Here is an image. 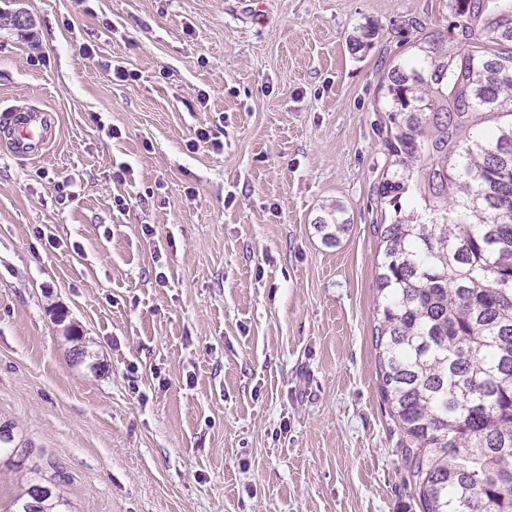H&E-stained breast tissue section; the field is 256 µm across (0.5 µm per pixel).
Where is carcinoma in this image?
<instances>
[{
    "label": "carcinoma",
    "mask_w": 512,
    "mask_h": 512,
    "mask_svg": "<svg viewBox=\"0 0 512 512\" xmlns=\"http://www.w3.org/2000/svg\"><path fill=\"white\" fill-rule=\"evenodd\" d=\"M447 32L381 78L379 388L423 512H512V0H449ZM487 46L481 54L470 43ZM326 243L344 210L317 219ZM13 512H68L31 479Z\"/></svg>",
    "instance_id": "carcinoma-1"
}]
</instances>
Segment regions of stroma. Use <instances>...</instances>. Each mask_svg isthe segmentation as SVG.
Segmentation results:
<instances>
[{"instance_id": "35a3bbf8", "label": "stroma", "mask_w": 512, "mask_h": 512, "mask_svg": "<svg viewBox=\"0 0 512 512\" xmlns=\"http://www.w3.org/2000/svg\"><path fill=\"white\" fill-rule=\"evenodd\" d=\"M13 15L0 110L56 134L29 158L0 128V421L21 447L0 512L34 474L71 512H422L373 346L376 119L448 0H0ZM344 210L336 205V208L325 212L324 215L319 216L316 223L318 231L323 233V240L325 243H338L339 236L345 233L348 228V220L344 218Z\"/></svg>"}]
</instances>
